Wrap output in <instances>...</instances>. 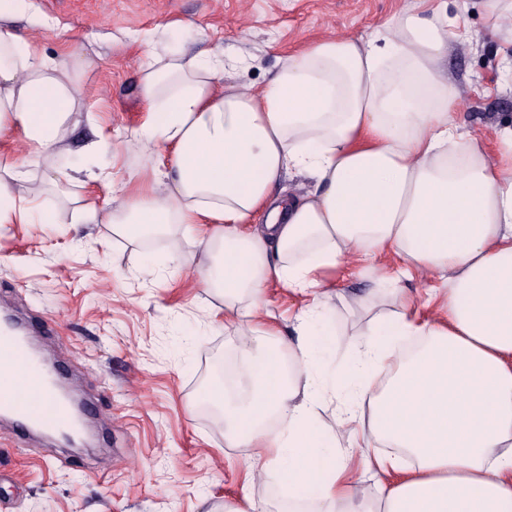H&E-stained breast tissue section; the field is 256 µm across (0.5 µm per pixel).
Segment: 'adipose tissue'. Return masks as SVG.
Here are the masks:
<instances>
[{"mask_svg": "<svg viewBox=\"0 0 512 512\" xmlns=\"http://www.w3.org/2000/svg\"><path fill=\"white\" fill-rule=\"evenodd\" d=\"M20 6L0 0V140L19 134L52 156L83 107L92 62L80 46L66 62L47 58L16 29ZM466 32L458 15L400 13L369 38L310 43L258 89L225 84L220 51L148 50L149 118L133 143L164 159L163 180L84 213L131 240L209 225L197 284L223 293L224 321L238 326L243 398L229 405L216 388L205 399L223 407L229 447L264 449L289 494L323 512H512V129L493 158L460 132L441 61ZM31 164L19 158L0 177V224L53 222ZM292 171L316 190L276 195ZM388 252L448 286L431 323L393 289V322L372 319L357 353L354 397L336 426L369 451L368 498L351 455L316 427L314 308L297 316L285 354L277 327L254 314L269 282L317 293L346 256ZM381 443L405 449L412 466L377 453Z\"/></svg>", "mask_w": 512, "mask_h": 512, "instance_id": "ef3b65f1", "label": "adipose tissue"}]
</instances>
